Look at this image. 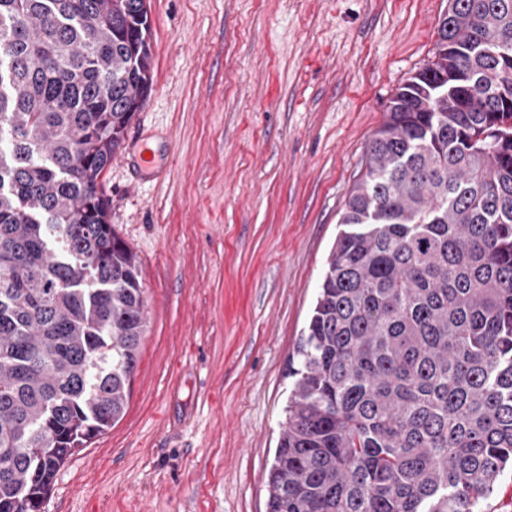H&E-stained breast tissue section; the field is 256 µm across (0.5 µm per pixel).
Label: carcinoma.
<instances>
[{
    "label": "carcinoma",
    "mask_w": 512,
    "mask_h": 512,
    "mask_svg": "<svg viewBox=\"0 0 512 512\" xmlns=\"http://www.w3.org/2000/svg\"><path fill=\"white\" fill-rule=\"evenodd\" d=\"M145 0H0V512L125 414L146 327L102 175ZM288 370L268 512H479L512 470V0H448L391 99Z\"/></svg>",
    "instance_id": "1"
}]
</instances>
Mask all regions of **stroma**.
Instances as JSON below:
<instances>
[{"label":"stroma","mask_w":512,"mask_h":512,"mask_svg":"<svg viewBox=\"0 0 512 512\" xmlns=\"http://www.w3.org/2000/svg\"><path fill=\"white\" fill-rule=\"evenodd\" d=\"M146 7L151 90L104 185L147 327L124 417L40 512H267L288 363L342 209L448 0Z\"/></svg>","instance_id":"obj_1"}]
</instances>
